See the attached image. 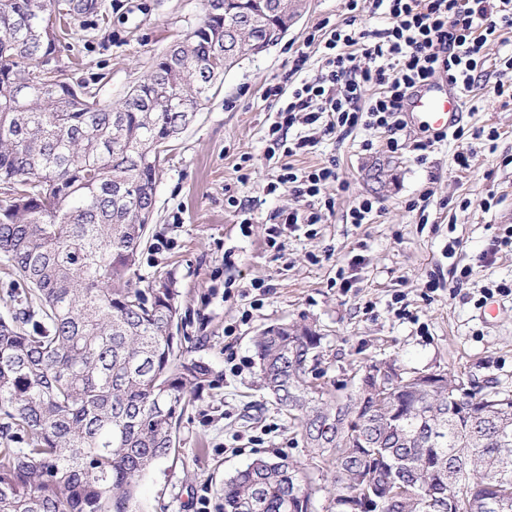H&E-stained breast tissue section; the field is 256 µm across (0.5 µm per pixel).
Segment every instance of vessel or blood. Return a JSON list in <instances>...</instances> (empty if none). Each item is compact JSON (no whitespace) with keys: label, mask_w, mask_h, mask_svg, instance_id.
I'll list each match as a JSON object with an SVG mask.
<instances>
[{"label":"vessel or blood","mask_w":512,"mask_h":512,"mask_svg":"<svg viewBox=\"0 0 512 512\" xmlns=\"http://www.w3.org/2000/svg\"><path fill=\"white\" fill-rule=\"evenodd\" d=\"M463 107L460 89L451 83L424 84L416 88L404 103L415 124L440 137L452 131Z\"/></svg>","instance_id":"obj_1"}]
</instances>
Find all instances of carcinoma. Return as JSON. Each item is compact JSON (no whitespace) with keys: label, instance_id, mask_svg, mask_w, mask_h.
I'll return each mask as SVG.
<instances>
[{"label":"carcinoma","instance_id":"obj_1","mask_svg":"<svg viewBox=\"0 0 512 512\" xmlns=\"http://www.w3.org/2000/svg\"><path fill=\"white\" fill-rule=\"evenodd\" d=\"M251 0H205L180 55L161 57L119 106L80 96L62 71L36 72L84 0H0V261L24 287L0 316V512H137L142 479L176 451L183 416L218 379L187 355L179 291L168 276L134 277L149 226L162 148L192 123L224 73L281 39L273 15L246 23ZM27 88L21 104L19 87ZM320 334L270 325L255 337L261 386L298 421L311 459L341 496L380 494V512H512L482 484L512 488V394L457 378L420 392L411 374L397 411L357 391L342 403L310 378ZM354 406L364 423L328 425ZM304 463L256 458L224 479V512H312ZM395 481L405 492L387 496Z\"/></svg>","mask_w":512,"mask_h":512}]
</instances>
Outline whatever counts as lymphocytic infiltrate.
<instances>
[{
    "instance_id": "lymphocytic-infiltrate-1",
    "label": "lymphocytic infiltrate",
    "mask_w": 512,
    "mask_h": 512,
    "mask_svg": "<svg viewBox=\"0 0 512 512\" xmlns=\"http://www.w3.org/2000/svg\"><path fill=\"white\" fill-rule=\"evenodd\" d=\"M348 17L343 25L326 29L308 44L322 50L324 68L319 77L284 91L281 84L267 85L278 119L268 137L283 155L311 152L317 139L289 141L294 125L322 124L323 134L357 128L382 133L391 151L410 150L427 161L438 142L432 138L404 140L402 118L406 94L418 84L444 75L462 91L482 76L486 47L498 32L512 29V0H345ZM382 18L383 26L359 27L362 13ZM377 88V95L363 100L362 93ZM348 191L336 161L299 169L285 164L269 193L284 190L299 200L298 208L273 214L270 238L299 225L318 224L323 209L335 206L329 187Z\"/></svg>"
}]
</instances>
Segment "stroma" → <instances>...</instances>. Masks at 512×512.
<instances>
[{
    "label": "stroma",
    "mask_w": 512,
    "mask_h": 512,
    "mask_svg": "<svg viewBox=\"0 0 512 512\" xmlns=\"http://www.w3.org/2000/svg\"><path fill=\"white\" fill-rule=\"evenodd\" d=\"M73 22L51 63L97 101L118 104L171 45L203 18V0H93ZM344 0H308L303 18L277 44L243 58L168 151L157 183L150 240L137 267L141 284L168 274L179 289L182 333L193 356L221 380L204 391L183 421L175 457L142 481L138 512H222L226 476L258 456L306 460L296 424L261 390L253 338L266 326L297 322L323 336L319 366L328 388L353 393V373L368 363L396 362L407 372L444 370L480 385L512 391V98L491 89L512 57V31L488 44L484 73L464 101L461 139L442 142L426 163L386 152L381 134L362 128L324 137L295 167L339 162L349 191L338 193L322 223L269 243L272 213L295 207L287 193L267 194L280 164L265 157L274 119L263 92L275 78H314L323 66L305 37L321 22L341 25ZM307 61L294 70L297 49ZM496 129L493 141L472 139ZM467 152L469 164L455 162ZM251 157L240 182L237 165ZM427 195L425 211L408 201ZM235 196L245 212L230 208ZM369 198L368 223L348 213ZM248 231H241L242 220ZM171 241L158 249L157 240ZM235 264L225 268V255ZM232 288H225V279ZM269 287L261 306L247 288ZM493 302V321L480 312Z\"/></svg>",
    "instance_id": "stroma-1"
}]
</instances>
